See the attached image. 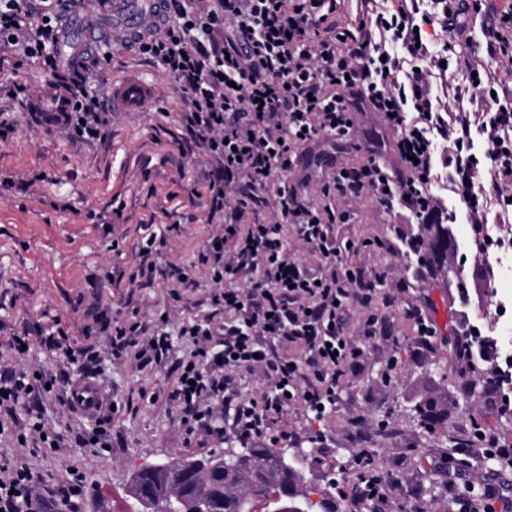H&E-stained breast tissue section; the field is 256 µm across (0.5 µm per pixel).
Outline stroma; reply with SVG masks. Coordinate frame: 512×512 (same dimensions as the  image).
Returning <instances> with one entry per match:
<instances>
[{"mask_svg":"<svg viewBox=\"0 0 512 512\" xmlns=\"http://www.w3.org/2000/svg\"><path fill=\"white\" fill-rule=\"evenodd\" d=\"M99 19L96 42L86 45L81 57L87 88L98 91L113 76L127 75L155 95L146 111L108 113L105 138L91 143L35 125L21 101L0 100L15 128L0 139V326L19 330L59 324L68 330L70 342L78 343L97 314L94 298H101V307L112 316H130V309L119 303L122 291L111 274L133 269L139 247L149 239L160 261L195 265L197 286L170 312L172 351L165 361L142 369L104 354L97 362L103 395L120 405L109 427L111 447L79 445L95 420L70 412L60 390L37 404L36 411L69 437L71 448L35 453L6 435L0 437V452L43 474L50 494L68 482L71 472H79L82 512H124L131 478L142 465L221 454L239 444L229 435L204 444L188 436L179 412L165 400L177 364L190 360L194 350L179 329L208 310L211 283L196 261L212 227L202 201L188 197L202 177L205 157L201 149L189 154L178 146L181 98L175 82L136 50L113 45L111 12H101ZM50 75L46 62L0 46V85L16 81L39 93ZM394 138L379 114L357 113L352 136L300 149L294 173L326 180L339 168L361 163L371 144L389 169H398ZM336 210L350 214L349 221L337 223V240L388 241V248L349 252L345 259L383 274L381 289L390 301L369 312L354 306L346 310L342 326L354 338L367 316L375 317L378 345L350 360L335 405L319 417L299 403L280 423L308 452L312 489L323 487L337 471L354 469L355 454L364 449L379 470L394 472L399 484L386 505L363 499L347 512H414L421 503L426 512H448L464 491L487 497L496 483L483 460L458 454L455 445L470 439L476 422L500 446L512 448V420L489 395L493 364L473 366L456 353L465 341L466 316L482 304L487 289L458 249L459 239L471 232L468 211L449 225L448 260L436 272L409 263L404 252L405 239L429 240L433 225L385 212L367 193L337 200ZM166 220L175 231L150 238L148 223ZM461 282L466 285L462 291L457 288ZM416 308L436 329L431 346L418 342L410 315ZM424 397L445 407L444 425L428 430L413 418L414 403Z\"/></svg>","mask_w":512,"mask_h":512,"instance_id":"stroma-1","label":"stroma"}]
</instances>
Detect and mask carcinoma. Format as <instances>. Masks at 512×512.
Returning a JSON list of instances; mask_svg holds the SVG:
<instances>
[{
	"instance_id": "carcinoma-1",
	"label": "carcinoma",
	"mask_w": 512,
	"mask_h": 512,
	"mask_svg": "<svg viewBox=\"0 0 512 512\" xmlns=\"http://www.w3.org/2000/svg\"><path fill=\"white\" fill-rule=\"evenodd\" d=\"M408 251L429 259L436 266L447 260L448 225H436L431 243L411 242ZM412 413L427 429L448 419V413L430 398L416 402ZM189 462L194 470L188 476L183 473L176 476L168 469H143L136 472L134 485L152 493L155 508L178 496L181 512H258V502L276 493L286 481L292 484L294 494L305 497L310 493L305 467L289 468L288 461L282 460L273 448L249 449L248 456L230 471L223 469L221 456L191 458ZM360 470L361 474L348 481L351 501L362 498V489L377 480L378 470L372 455H367ZM305 507L307 512H338L336 485H328L318 500H306Z\"/></svg>"
}]
</instances>
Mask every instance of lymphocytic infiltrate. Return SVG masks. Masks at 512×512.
<instances>
[{
  "label": "lymphocytic infiltrate",
  "mask_w": 512,
  "mask_h": 512,
  "mask_svg": "<svg viewBox=\"0 0 512 512\" xmlns=\"http://www.w3.org/2000/svg\"><path fill=\"white\" fill-rule=\"evenodd\" d=\"M398 0L391 12H371L358 23L342 19L339 0H165L163 25L143 37L139 53L179 84L184 146L202 149L210 165L202 190L209 233L198 262L212 282L207 314L185 322L180 333L194 344L166 402L181 412L188 435L231 434L250 447L263 438L277 446L272 430L288 407L303 402L318 410L335 405L344 366L360 352L338 320L344 308L370 306L381 275L345 263L334 234L336 197L370 193L384 211H403L428 224L452 217L445 200L427 190L436 165L451 169L454 181L470 188L489 166L496 196L512 201V139L498 128L512 125V108L494 90L490 61L512 66V8L497 12L483 30L485 58L466 60L469 76L447 105L432 92L435 75H446L440 56L429 53L436 33L462 38L470 0ZM61 34V17L38 0H0V44L21 47L32 59L51 57ZM430 57L428 67L405 72L406 57ZM57 91L64 112H38L40 97L28 95L32 120L41 126L74 130L85 140L103 136V117L112 105L93 99L80 84ZM494 111L484 127L487 150L474 155L477 114ZM383 115L395 134L403 176L392 181L387 169L368 157L340 169L310 188L296 177L299 146L354 130L358 112ZM448 141L436 155L434 137ZM322 204H314L312 193ZM267 208L259 218V208ZM296 232L315 256L304 263L288 253ZM113 282H127L125 306L135 292L154 283L180 301L195 285L194 270L139 251L134 270H116ZM85 345L68 346L63 327L45 332L48 351H64L68 364L81 365L92 379L94 342L103 339L113 357L131 358L145 368L161 364L172 343L163 317L106 320L84 329ZM261 370L267 388L243 395L236 375ZM63 370L14 369L0 376V434L12 431L16 444L38 443L54 450L65 438L41 416L19 422L17 412L49 395ZM83 481L73 478L60 496H46L39 475L23 466L0 464V512H79Z\"/></svg>",
  "instance_id": "1"
}]
</instances>
